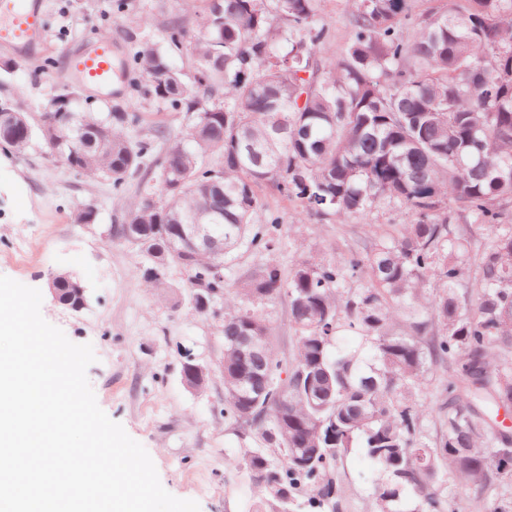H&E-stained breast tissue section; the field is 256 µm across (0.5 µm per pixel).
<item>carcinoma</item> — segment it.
I'll use <instances>...</instances> for the list:
<instances>
[{
    "label": "carcinoma",
    "instance_id": "obj_1",
    "mask_svg": "<svg viewBox=\"0 0 512 512\" xmlns=\"http://www.w3.org/2000/svg\"><path fill=\"white\" fill-rule=\"evenodd\" d=\"M414 2L350 0L351 37L322 61L314 49L328 33L316 23L317 0H209L203 36L189 43L193 85L171 63L185 29L170 21L169 48L142 49L136 65L145 98L189 115L183 136L157 124L134 141L128 131L142 116L114 105L50 107L37 117L11 105L15 152L37 135L69 168L117 190L165 146L155 161L158 192L137 196L112 238L145 257L140 274L152 287H165L178 267L224 300L225 413L283 456L274 464L259 451L243 455L270 512H292L299 488L312 492L308 508L329 506L333 470L354 448L379 473L376 512H445L437 488L445 467L480 489L512 481V434L497 422L512 405V0H448L422 13ZM203 97L210 105L201 109ZM89 129L101 139L84 151L79 138ZM266 181L320 216L345 221L383 199L414 221L348 261L369 286L346 297L336 288L339 263L307 259L287 276L271 259L228 289L225 255L243 241L272 253L281 236L274 213L251 229L263 208L256 187ZM452 203L499 230L468 307L456 288ZM205 212L217 217L203 229L224 241L222 254L180 239ZM428 273L443 288L427 292ZM55 279L69 309L83 305L64 274ZM284 292L299 333L289 369L253 307ZM342 331L358 335L356 348L340 345ZM246 336L259 347H242ZM445 361L456 367L452 396L430 410L417 391ZM265 382L272 395L246 397ZM431 411L446 428L437 448L416 436Z\"/></svg>",
    "mask_w": 512,
    "mask_h": 512
}]
</instances>
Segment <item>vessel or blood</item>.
I'll return each instance as SVG.
<instances>
[{"label": "vessel or blood", "instance_id": "b4317fda", "mask_svg": "<svg viewBox=\"0 0 512 512\" xmlns=\"http://www.w3.org/2000/svg\"><path fill=\"white\" fill-rule=\"evenodd\" d=\"M45 13L46 0H0V50L20 58L43 56L47 50ZM121 55L118 42L89 40L68 55L64 75L95 90L112 86Z\"/></svg>", "mask_w": 512, "mask_h": 512}]
</instances>
